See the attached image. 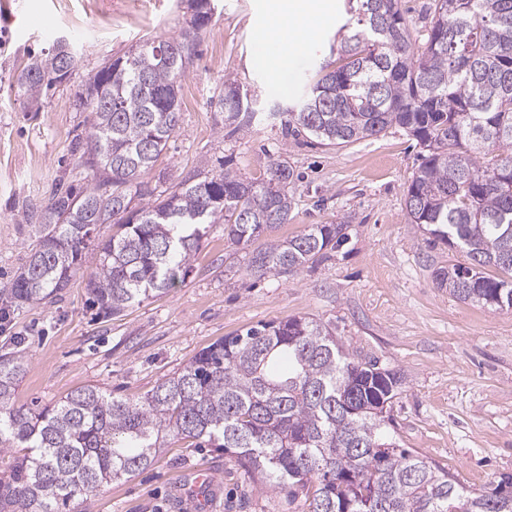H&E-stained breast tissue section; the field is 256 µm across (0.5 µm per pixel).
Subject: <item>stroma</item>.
Here are the masks:
<instances>
[{"label":"stroma","instance_id":"1","mask_svg":"<svg viewBox=\"0 0 512 512\" xmlns=\"http://www.w3.org/2000/svg\"><path fill=\"white\" fill-rule=\"evenodd\" d=\"M320 2L309 58L287 70L292 90L275 91L249 53L275 0H217L182 82L180 128L153 171L169 184L190 170L259 180L270 160L287 161L300 178L290 220L274 237L345 221L347 241L296 273L260 279L215 224L182 284L118 317L97 315L84 282L75 281L56 303L23 307L0 324V349L28 358L15 404L50 406L87 385L136 399L224 337L306 317L331 328L350 352L400 373L386 429L401 447L473 490L490 487L512 476V310L461 302L433 283L434 268L466 256L431 242L408 216L404 191L418 165L415 140L394 127L327 145L286 135L273 112L300 100L329 54L341 0ZM189 18L185 0H0V284L27 254L24 211L43 203L74 163L71 145L85 118L74 96L84 75L139 38L180 34ZM60 37L73 44L78 66L68 84L31 109L17 77L28 57ZM228 74L253 95L254 117L239 131L218 124L214 111ZM201 467L220 479L210 512H308L305 497L254 480L234 453L178 438L168 439L147 469L75 496L67 512H191L189 478Z\"/></svg>","mask_w":512,"mask_h":512}]
</instances>
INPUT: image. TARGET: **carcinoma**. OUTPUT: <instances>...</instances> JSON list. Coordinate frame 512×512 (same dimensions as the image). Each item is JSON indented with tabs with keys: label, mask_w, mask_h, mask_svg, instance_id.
<instances>
[{
	"label": "carcinoma",
	"mask_w": 512,
	"mask_h": 512,
	"mask_svg": "<svg viewBox=\"0 0 512 512\" xmlns=\"http://www.w3.org/2000/svg\"><path fill=\"white\" fill-rule=\"evenodd\" d=\"M215 0H189L194 22L176 37L141 38L138 52L104 59L86 74L75 107L85 135L74 169L27 213L35 228L26 261L0 287V317L56 302L78 275L97 313L165 294L183 282L206 235L224 224L245 247L288 223L299 176L269 162L260 181L230 171L188 173L175 185L146 179L179 130L180 89L191 47L210 26ZM337 57L318 66L284 126L330 144L376 137L393 126L420 146L406 187L414 224L456 246L468 262L433 271L456 299L512 308V0H433L422 43L399 0H346ZM178 46L161 66L155 50ZM67 40L28 59L18 88L37 107L74 72ZM251 97L224 79V123H249ZM108 240L89 247L103 225ZM346 224H310L252 251L258 276L294 273L347 240ZM27 363L0 353V451L12 452L0 512H64L77 494L129 478L173 435L200 448L235 450L250 474L304 496L310 512H512V477L479 492L381 431L398 395L397 373L357 357L320 322L291 318L252 327L206 348L139 400L95 385L40 409L14 407Z\"/></svg>",
	"instance_id": "cac0c4a2"
}]
</instances>
